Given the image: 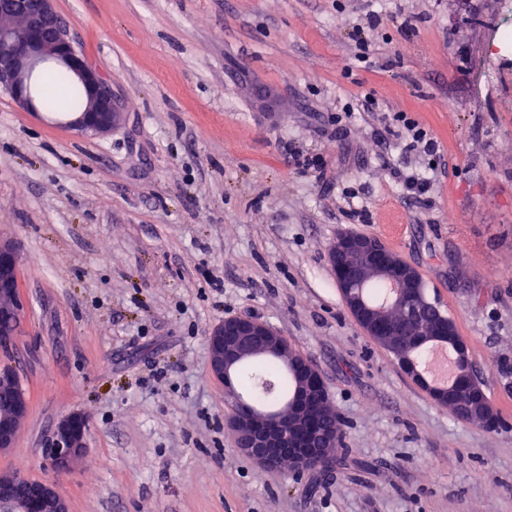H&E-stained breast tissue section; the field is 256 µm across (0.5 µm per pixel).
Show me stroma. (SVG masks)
<instances>
[{
  "mask_svg": "<svg viewBox=\"0 0 512 512\" xmlns=\"http://www.w3.org/2000/svg\"><path fill=\"white\" fill-rule=\"evenodd\" d=\"M52 6L119 117L81 135L0 93V238L25 306L0 366L29 402L0 469L56 482L70 512H512V0ZM367 95L382 119L361 118ZM397 112L440 156L405 150ZM423 172L427 199L405 197ZM346 231L419 271L499 428L456 418L354 322L327 255ZM236 316L316 366L342 422L335 472L237 447L207 346ZM74 410L87 448L60 474L46 456Z\"/></svg>",
  "mask_w": 512,
  "mask_h": 512,
  "instance_id": "stroma-1",
  "label": "stroma"
}]
</instances>
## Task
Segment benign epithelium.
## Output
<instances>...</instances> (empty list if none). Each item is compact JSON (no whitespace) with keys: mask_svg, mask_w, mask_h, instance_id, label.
Returning <instances> with one entry per match:
<instances>
[{"mask_svg":"<svg viewBox=\"0 0 512 512\" xmlns=\"http://www.w3.org/2000/svg\"><path fill=\"white\" fill-rule=\"evenodd\" d=\"M52 0H0V92L24 108L37 111L32 78L38 64L51 60L66 69L84 89V102L65 122L81 134L104 135L112 130L119 112L107 78L80 53L66 27L53 10ZM331 271L342 300L356 323L397 360L401 369L440 405L449 406L465 422L493 429L498 417L486 394L474 401L460 398L457 380L465 377L470 389H480L467 343L454 320L426 295L415 267L380 240L354 232L340 234L328 249ZM19 256L11 244L0 240V343L9 344L23 318L18 300ZM390 288L385 304L372 302L365 284L371 278ZM417 336V346L447 348L454 377L436 383L410 356L403 341ZM209 370L224 384L225 399L234 403L239 392L234 372L257 354L274 355L287 362L292 390L283 407L231 409V426L238 447L258 464L276 469L282 463L302 473L331 467L342 446V430L330 406L326 385L313 364L288 349L286 339L264 321L230 317L208 336ZM29 403L18 375L0 368V454L12 450L18 424ZM88 419L80 412L63 417L54 432L48 464L58 470L73 468L86 448ZM0 512H69L56 483L30 478L21 470L0 471Z\"/></svg>","mask_w":512,"mask_h":512,"instance_id":"obj_1","label":"benign epithelium"}]
</instances>
